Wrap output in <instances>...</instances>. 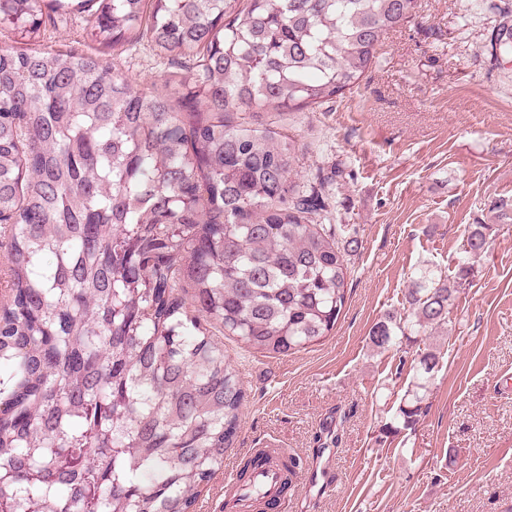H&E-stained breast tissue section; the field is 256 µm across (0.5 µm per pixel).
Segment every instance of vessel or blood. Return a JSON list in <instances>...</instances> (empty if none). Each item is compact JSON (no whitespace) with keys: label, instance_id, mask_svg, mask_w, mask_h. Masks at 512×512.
<instances>
[{"label":"vessel or blood","instance_id":"1","mask_svg":"<svg viewBox=\"0 0 512 512\" xmlns=\"http://www.w3.org/2000/svg\"><path fill=\"white\" fill-rule=\"evenodd\" d=\"M260 454L267 457V464L257 469L250 481L236 485L226 505L228 512H257L262 504L268 502L274 503L279 512H288L290 504L280 493L281 474L274 464L275 459L284 456L285 451L281 448H264Z\"/></svg>","mask_w":512,"mask_h":512}]
</instances>
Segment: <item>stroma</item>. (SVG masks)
<instances>
[{"label": "stroma", "instance_id": "1", "mask_svg": "<svg viewBox=\"0 0 512 512\" xmlns=\"http://www.w3.org/2000/svg\"><path fill=\"white\" fill-rule=\"evenodd\" d=\"M512 0H418L358 86L323 105L269 114L297 135L300 182L324 221L354 229L347 303L324 341L264 357L232 337L224 353L245 392L224 469L196 512H224L226 472L269 445L317 470L296 482L291 512H512V54L492 50ZM146 92L169 71L147 46L113 61ZM489 247L457 293L446 333L406 353L375 348L374 326L406 314L415 269L454 275L469 225ZM442 359L415 430L386 433L414 358Z\"/></svg>", "mask_w": 512, "mask_h": 512}]
</instances>
